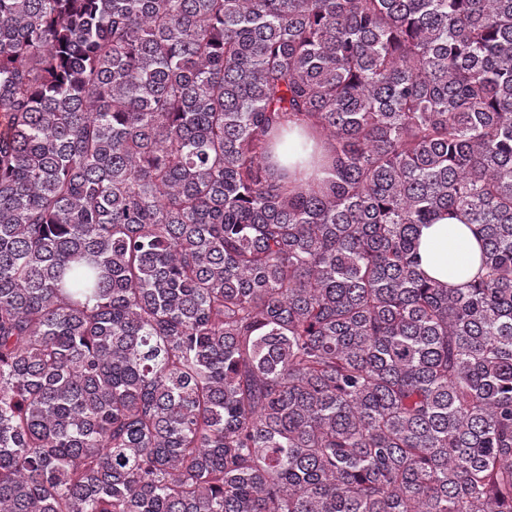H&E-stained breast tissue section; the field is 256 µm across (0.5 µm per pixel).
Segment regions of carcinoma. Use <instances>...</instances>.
<instances>
[{
    "instance_id": "obj_1",
    "label": "carcinoma",
    "mask_w": 512,
    "mask_h": 512,
    "mask_svg": "<svg viewBox=\"0 0 512 512\" xmlns=\"http://www.w3.org/2000/svg\"><path fill=\"white\" fill-rule=\"evenodd\" d=\"M0 512H512V0H0ZM418 252L421 269L451 285L466 282L480 268V242L471 228L457 219L443 217L421 226Z\"/></svg>"
}]
</instances>
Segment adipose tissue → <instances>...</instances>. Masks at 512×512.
I'll return each instance as SVG.
<instances>
[{
    "label": "adipose tissue",
    "mask_w": 512,
    "mask_h": 512,
    "mask_svg": "<svg viewBox=\"0 0 512 512\" xmlns=\"http://www.w3.org/2000/svg\"><path fill=\"white\" fill-rule=\"evenodd\" d=\"M418 252L428 276L452 285L466 282L480 268V243L471 228L456 219L421 226Z\"/></svg>",
    "instance_id": "adipose-tissue-1"
}]
</instances>
